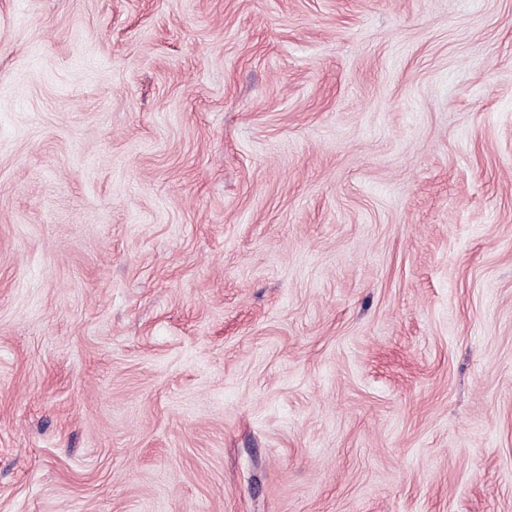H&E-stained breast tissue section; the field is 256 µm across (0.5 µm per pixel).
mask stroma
Instances as JSON below:
<instances>
[{"instance_id": "stroma-1", "label": "stroma", "mask_w": 512, "mask_h": 512, "mask_svg": "<svg viewBox=\"0 0 512 512\" xmlns=\"http://www.w3.org/2000/svg\"><path fill=\"white\" fill-rule=\"evenodd\" d=\"M0 512H512V0H0Z\"/></svg>"}]
</instances>
